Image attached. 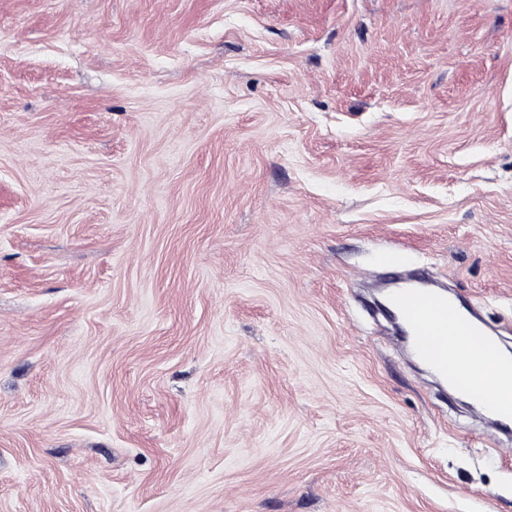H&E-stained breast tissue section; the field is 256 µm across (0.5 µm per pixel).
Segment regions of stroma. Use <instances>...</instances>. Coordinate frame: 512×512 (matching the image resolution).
<instances>
[{
    "mask_svg": "<svg viewBox=\"0 0 512 512\" xmlns=\"http://www.w3.org/2000/svg\"><path fill=\"white\" fill-rule=\"evenodd\" d=\"M401 266L512 349V0H0V512H512Z\"/></svg>",
    "mask_w": 512,
    "mask_h": 512,
    "instance_id": "1",
    "label": "stroma"
}]
</instances>
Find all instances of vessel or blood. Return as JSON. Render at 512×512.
I'll return each instance as SVG.
<instances>
[{"instance_id":"1","label":"vessel or blood","mask_w":512,"mask_h":512,"mask_svg":"<svg viewBox=\"0 0 512 512\" xmlns=\"http://www.w3.org/2000/svg\"><path fill=\"white\" fill-rule=\"evenodd\" d=\"M390 305L416 358L469 395L495 427L511 432L512 356L502 354L475 315L421 272L409 286L392 289Z\"/></svg>"}]
</instances>
